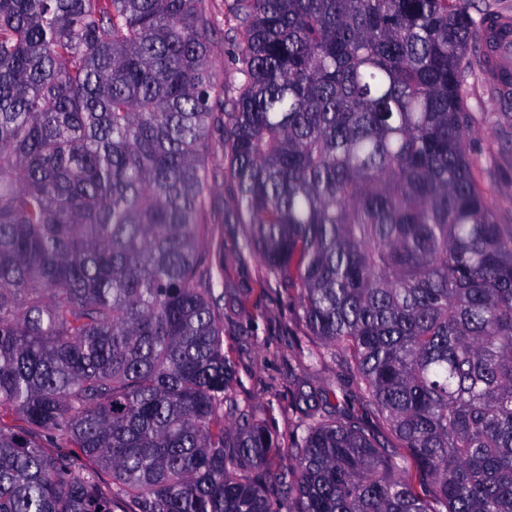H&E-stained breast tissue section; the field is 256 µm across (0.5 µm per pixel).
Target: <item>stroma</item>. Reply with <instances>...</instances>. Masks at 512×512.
I'll use <instances>...</instances> for the list:
<instances>
[{
	"instance_id": "stroma-1",
	"label": "stroma",
	"mask_w": 512,
	"mask_h": 512,
	"mask_svg": "<svg viewBox=\"0 0 512 512\" xmlns=\"http://www.w3.org/2000/svg\"><path fill=\"white\" fill-rule=\"evenodd\" d=\"M212 22L210 43L217 64L224 68V82L238 83V45L222 0L212 4ZM469 58L464 81L469 157L498 222L512 224V96L492 92L479 41H472ZM220 259L224 353L236 370L232 396L249 404L256 417L284 439L308 407L331 415L345 403L353 412H361L358 394L345 396L338 389L346 377L339 362H310L309 353L320 341L294 314L296 291L264 279L260 255L242 248L240 225H225Z\"/></svg>"
}]
</instances>
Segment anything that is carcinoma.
Here are the masks:
<instances>
[{
	"label": "carcinoma",
	"mask_w": 512,
	"mask_h": 512,
	"mask_svg": "<svg viewBox=\"0 0 512 512\" xmlns=\"http://www.w3.org/2000/svg\"><path fill=\"white\" fill-rule=\"evenodd\" d=\"M229 11L226 90L210 0H0V512H512V225L464 101L495 12ZM219 178L396 447L311 412L268 472L201 237ZM212 28L210 31V43L213 50L216 65L224 67V85L237 84L241 75L237 73V49L233 33H228L234 25L229 17H224V0H212Z\"/></svg>",
	"instance_id": "1"
}]
</instances>
